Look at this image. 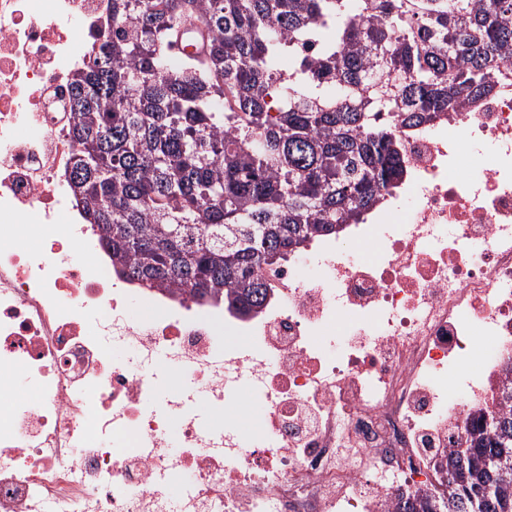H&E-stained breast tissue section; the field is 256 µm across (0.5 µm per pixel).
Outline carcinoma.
<instances>
[{
    "mask_svg": "<svg viewBox=\"0 0 512 512\" xmlns=\"http://www.w3.org/2000/svg\"><path fill=\"white\" fill-rule=\"evenodd\" d=\"M191 19L208 55L176 63L171 33ZM100 36L70 100L86 223L138 287L242 314L266 302L264 269L397 187L399 128L512 76V0H112ZM499 401L464 423L448 495L401 493L392 512H512L511 366Z\"/></svg>",
    "mask_w": 512,
    "mask_h": 512,
    "instance_id": "cac0c4a2",
    "label": "carcinoma"
}]
</instances>
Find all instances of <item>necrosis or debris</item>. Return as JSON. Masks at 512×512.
I'll return each mask as SVG.
<instances>
[{
	"mask_svg": "<svg viewBox=\"0 0 512 512\" xmlns=\"http://www.w3.org/2000/svg\"><path fill=\"white\" fill-rule=\"evenodd\" d=\"M110 0H0V512H388L447 493L466 417L512 364V85L400 135L356 225L263 270L241 315L139 290L75 206L72 71ZM142 301L147 316L130 317ZM492 348L476 355L473 339ZM181 379L163 408L157 367ZM251 392L262 436L198 404Z\"/></svg>",
	"mask_w": 512,
	"mask_h": 512,
	"instance_id": "obj_1",
	"label": "necrosis or debris"
}]
</instances>
